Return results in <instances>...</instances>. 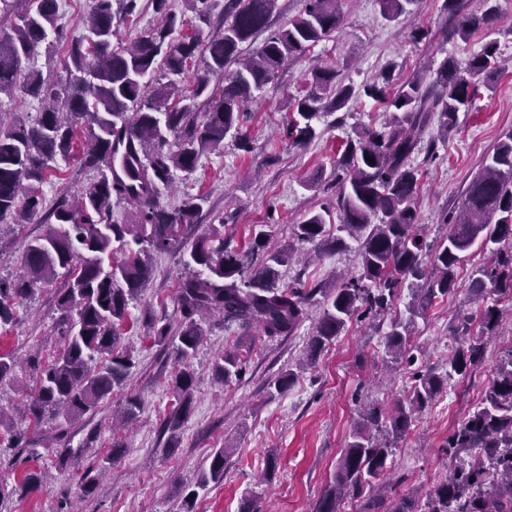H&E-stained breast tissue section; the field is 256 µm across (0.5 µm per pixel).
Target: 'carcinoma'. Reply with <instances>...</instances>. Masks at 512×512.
<instances>
[{"label":"carcinoma","mask_w":512,"mask_h":512,"mask_svg":"<svg viewBox=\"0 0 512 512\" xmlns=\"http://www.w3.org/2000/svg\"><path fill=\"white\" fill-rule=\"evenodd\" d=\"M26 8L0 33V94L21 92L50 103L31 123L19 114L0 118V232L20 224L25 216L43 214L49 231L30 239L21 257V273L0 277V329L14 322L17 305L40 284L65 278L57 307V330L64 348L52 361L28 359L35 373L34 394L21 415L24 430L0 414L7 425L8 445H23L27 432L63 420L71 425L97 412L102 401L123 385L137 364L136 351L121 346L120 322L152 276L155 253L189 250L193 273L180 278L174 297L179 325L146 322V335L173 346L187 360L202 341L199 319L220 315L226 325L254 327L269 338L292 336L308 314L311 300L321 295L320 314L299 367L310 365L333 343L353 317L387 311L399 288L408 286L409 319L396 318L384 333L386 364L416 361L408 332L412 319L450 294L457 269L476 241L490 253V264L472 273L473 297H483L490 283L502 295L512 294V132L494 148L491 161L469 183L462 206L449 216L448 236L428 244L416 226L415 200L421 172L413 155L433 122L448 138L459 114L469 109L479 84L500 68L496 42L486 43L465 65L443 60L428 77L396 83L393 75L358 88L338 80L337 71L316 66L308 90L290 103L293 115L287 137L296 144L312 141L313 120L326 109L343 107L354 97L384 104L389 119L378 129H365L347 141L336 162V233H327L330 211H311L293 225L294 240L319 249L344 250L357 243L360 274L347 281L306 288L297 280L280 284L279 268L291 264L294 249L267 248L265 225L252 229L250 247L241 252L213 244L203 235L188 242L182 230L196 223L204 197H191L168 210L158 200L159 187L176 175L193 174L202 155L224 148L233 134L236 145L250 150L241 134L242 107L272 82L294 55H302L336 30L341 0H307L304 12L271 34L255 55L240 59V46L269 24L277 0H226L219 37H207L214 0H185L198 23L180 40H171L184 19L169 8V0H152L163 22L146 36L121 48L112 46L115 22L137 12L139 0H92L91 8L72 37L64 94L53 91L40 71L26 62L57 30L56 0H24ZM392 19L415 0H378ZM480 15H471L449 31L466 40L478 29L498 21L493 0H483ZM204 57L203 73L190 87L182 76ZM162 73L152 91L144 78ZM237 68L228 70L230 64ZM221 80L210 87L211 77ZM75 160L93 178L73 194L48 207L39 185L60 172L57 159ZM136 206L137 223L114 224L112 202ZM500 320L497 304L481 308V324L491 336ZM479 343L458 345L448 356V374L465 375L481 361ZM17 361L0 352V384L12 378ZM214 371L221 383L239 374L236 359L220 355ZM194 373L184 366L175 376L177 406L165 424L168 445L176 447L191 410ZM442 378L417 373L408 402L389 412L368 407L366 426L356 430L336 463L333 482L323 493L317 512H341L344 499L361 493L387 469L390 442L373 434L397 437L412 425L414 414L426 408L442 389ZM453 461L448 480L432 492L420 511L415 502L398 499L391 512H512V350L503 356L496 377L464 424L448 437ZM232 449L210 455L198 487L224 479V464ZM45 486L38 471L25 473L21 487L31 493Z\"/></svg>","instance_id":"1"}]
</instances>
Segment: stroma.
Masks as SVG:
<instances>
[{
    "instance_id": "stroma-1",
    "label": "stroma",
    "mask_w": 512,
    "mask_h": 512,
    "mask_svg": "<svg viewBox=\"0 0 512 512\" xmlns=\"http://www.w3.org/2000/svg\"><path fill=\"white\" fill-rule=\"evenodd\" d=\"M442 3L414 0L405 13L388 19L377 0H343L337 29L305 55L291 59L245 104L241 131L251 142L250 151L238 150L233 139H225L223 150L202 156L189 180L161 190L159 203L169 210L181 206L186 195L207 196L202 218L188 230L187 239L215 228L226 246L240 250L248 247L253 225L263 224L270 247L282 249L292 244V226L308 211L335 210L338 188L329 174L343 142L361 126L380 127L386 115L372 99H353L316 120L312 142H289L282 135L288 101L303 94L315 65L336 68L344 83L356 86L388 70L404 81L429 75L447 57L466 63L493 39L501 70L489 85L478 86L471 108L460 113L456 129L438 144L434 158L421 154L415 159L423 180L416 198L419 231L429 242L445 238L446 214L461 206L469 182L489 162L499 140L512 132V0H497L501 19L496 28L475 31L465 42L449 38L455 21L444 14ZM88 6L89 0H57L58 29L32 61L48 82L64 79L68 36ZM416 30L425 31L422 41L412 39ZM312 178L318 186L311 190L305 182ZM46 230L36 216L1 231L0 276L19 274L26 241ZM484 258L481 244H474L454 291L410 327L418 364L443 376L445 383L435 400L416 413L380 475L389 495H406L421 504L445 479L449 460L443 445L491 384L503 352L512 348V319L506 317L495 337L484 342L482 361L466 377L446 375L448 356L460 342L454 325L467 317L469 340L481 334L469 275ZM152 266L150 284L130 302L121 328L123 344L137 350L136 367L93 416L70 427L61 442L65 454L33 457L0 446V486L14 490L0 501V512H182L183 500L193 489L198 492L193 512H242L247 505L254 512H316L361 411L369 404L389 410L410 396L407 368L398 366L391 374L384 369L382 328L368 321L348 322L317 362L281 394L274 382L302 355L320 306L309 308L295 335L275 339L225 325L218 315L207 318L205 338L186 362L195 379L191 412L178 447L170 448L163 422L175 407L173 382L186 363L172 347L146 339L143 321L150 315L178 324L172 298L187 268L178 253L155 255ZM358 272L354 249L329 250L313 263L283 267L281 281L310 286ZM63 285L56 280L20 304L15 323L0 330V352L19 360L36 352L49 361L62 351L54 293ZM223 352L238 358L241 372L221 384L215 379L214 359ZM130 397L141 403L136 423L127 429L113 427V415ZM116 444L121 450L115 454L111 448ZM224 446L233 453L224 465L223 480L197 488L209 456ZM101 466L105 477L92 492H84L82 469ZM30 470L47 473L48 483L43 490L20 493L17 487Z\"/></svg>"
}]
</instances>
